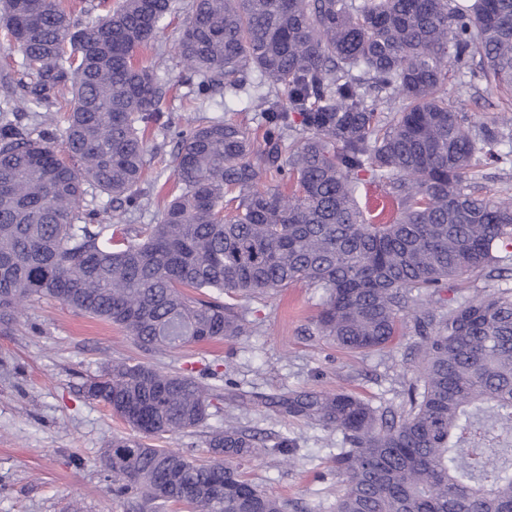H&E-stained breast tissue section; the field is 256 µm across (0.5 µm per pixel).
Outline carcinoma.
Returning <instances> with one entry per match:
<instances>
[{"label":"carcinoma","instance_id":"carcinoma-1","mask_svg":"<svg viewBox=\"0 0 512 512\" xmlns=\"http://www.w3.org/2000/svg\"><path fill=\"white\" fill-rule=\"evenodd\" d=\"M174 10L119 0L82 25L62 0H0L8 49L34 78L5 105L35 114L0 123V321L50 298L172 351L246 334L238 300L304 283L322 291L318 334L340 347L417 337L400 407L344 391L258 396L339 436L335 512H512V288L442 297L450 280L512 270V200L482 194L472 164L509 161L492 145L512 141V117L476 123L448 104L458 73L512 93V0H192L173 44L182 72L199 98L253 78L255 126L172 131L175 189L157 222L116 226L87 196L142 205L165 85L139 54ZM51 106L67 113L63 157ZM366 176L389 219L359 208ZM212 391L144 363L90 382L132 431L105 451L113 494L135 493L144 512H287L243 465L290 457L288 437L269 447L228 425L202 461L154 445L202 426Z\"/></svg>","mask_w":512,"mask_h":512}]
</instances>
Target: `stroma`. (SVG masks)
Masks as SVG:
<instances>
[{
    "mask_svg": "<svg viewBox=\"0 0 512 512\" xmlns=\"http://www.w3.org/2000/svg\"><path fill=\"white\" fill-rule=\"evenodd\" d=\"M190 5L191 0H177L175 12L161 22L153 47L142 56L163 79L164 118L177 126L197 116L227 117L246 101L219 90L199 112L185 109L194 86L182 80L172 45ZM448 99L461 103L474 121L491 120L503 110L497 94L481 84L467 87L460 75L449 80ZM148 146L149 195L139 210L116 211L120 224L156 223L158 197L174 186V141L155 128ZM244 305L248 335L163 353L145 351L116 327L52 299L36 301L15 320L0 324V512H131L126 499L113 496L102 463L112 436L127 429L108 407L88 399L84 389L115 361L166 371L188 368L216 389L206 424L165 437L160 447L203 457L206 435L229 420L264 435H288L296 449L292 459L256 458L245 464V471L262 489L287 499L288 512H333L342 490L332 459L335 433L276 414L257 397L343 389L376 406L399 404L413 375L415 339L397 337L382 352L341 349L318 336L321 292L302 283ZM228 379L235 384L233 400L223 394Z\"/></svg>",
    "mask_w": 512,
    "mask_h": 512,
    "instance_id": "obj_1",
    "label": "stroma"
}]
</instances>
